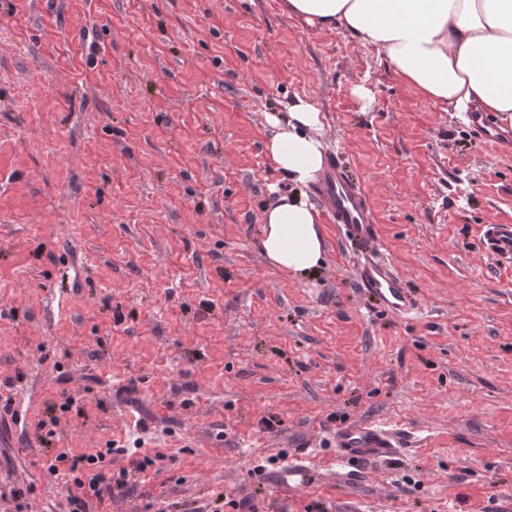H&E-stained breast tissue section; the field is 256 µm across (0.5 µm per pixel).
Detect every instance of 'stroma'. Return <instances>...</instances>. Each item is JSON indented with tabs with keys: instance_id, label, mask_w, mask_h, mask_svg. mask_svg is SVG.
<instances>
[{
	"instance_id": "stroma-1",
	"label": "stroma",
	"mask_w": 512,
	"mask_h": 512,
	"mask_svg": "<svg viewBox=\"0 0 512 512\" xmlns=\"http://www.w3.org/2000/svg\"><path fill=\"white\" fill-rule=\"evenodd\" d=\"M299 98L413 316L362 294L335 225L314 278L265 263L289 187L265 115ZM487 224H512V150L283 0H0V492L69 512L51 458L114 441L110 512H512V260ZM348 422L401 446L338 468ZM483 248L490 256L512 259V225L487 224L483 233Z\"/></svg>"
}]
</instances>
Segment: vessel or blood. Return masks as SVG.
<instances>
[{
    "mask_svg": "<svg viewBox=\"0 0 512 512\" xmlns=\"http://www.w3.org/2000/svg\"><path fill=\"white\" fill-rule=\"evenodd\" d=\"M473 135L496 144L512 143V135L493 125L484 112L470 115ZM331 223L351 243L356 261V281L376 306L393 315H406L418 302L405 288L393 265L382 258L378 245L376 217L361 183L351 179L339 157H330L314 186ZM486 254L512 259V225L489 224L483 233ZM338 463L381 459L391 456L398 446L392 429L381 423L347 424L335 432Z\"/></svg>",
    "mask_w": 512,
    "mask_h": 512,
    "instance_id": "obj_1",
    "label": "vessel or blood"
}]
</instances>
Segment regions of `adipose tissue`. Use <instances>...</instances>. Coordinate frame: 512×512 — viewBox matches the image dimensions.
Here are the masks:
<instances>
[{
	"instance_id": "adipose-tissue-1",
	"label": "adipose tissue",
	"mask_w": 512,
	"mask_h": 512,
	"mask_svg": "<svg viewBox=\"0 0 512 512\" xmlns=\"http://www.w3.org/2000/svg\"><path fill=\"white\" fill-rule=\"evenodd\" d=\"M284 7L310 27L357 35L439 108L476 109L512 127V0H284ZM267 122V160L294 189L264 211L261 254L272 268L312 276L325 241L301 188L324 162L322 114L300 99Z\"/></svg>"
}]
</instances>
